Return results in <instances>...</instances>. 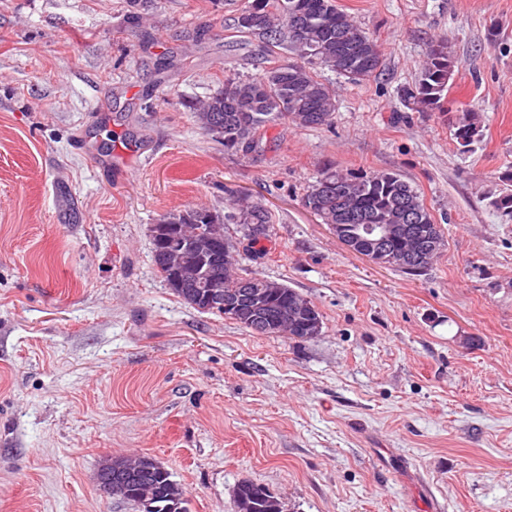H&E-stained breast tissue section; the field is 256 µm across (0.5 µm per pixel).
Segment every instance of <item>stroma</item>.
<instances>
[{"mask_svg": "<svg viewBox=\"0 0 512 512\" xmlns=\"http://www.w3.org/2000/svg\"><path fill=\"white\" fill-rule=\"evenodd\" d=\"M247 2L0 0V512H136L96 480L133 455L189 512H235L244 480L283 512H512V222L487 199L512 170V0H336L380 75L320 70L333 125L242 153L192 107L265 69L234 28ZM436 40L459 62L445 111H410L397 90ZM118 144L130 170L106 163ZM326 163L417 187L433 265L345 249L303 204ZM236 196L271 216L259 246L234 233L238 274L309 299L318 337L253 335L162 281L151 226ZM452 121L454 139L460 154L473 151L475 145L483 139V126L475 112L465 109Z\"/></svg>", "mask_w": 512, "mask_h": 512, "instance_id": "35a3bbf8", "label": "stroma"}]
</instances>
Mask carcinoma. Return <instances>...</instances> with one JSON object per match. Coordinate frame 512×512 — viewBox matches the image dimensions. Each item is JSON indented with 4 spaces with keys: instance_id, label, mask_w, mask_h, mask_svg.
I'll use <instances>...</instances> for the list:
<instances>
[{
    "instance_id": "carcinoma-1",
    "label": "carcinoma",
    "mask_w": 512,
    "mask_h": 512,
    "mask_svg": "<svg viewBox=\"0 0 512 512\" xmlns=\"http://www.w3.org/2000/svg\"><path fill=\"white\" fill-rule=\"evenodd\" d=\"M242 34L257 38L272 55L284 49L296 60L274 65L254 78H226L224 87L194 108L200 129L230 151L248 153L260 143L264 128L285 121L299 128L333 124L336 99L333 90L317 77V69L327 68L352 81L377 76L382 61L376 41L366 29L336 5V0H252L235 18ZM457 60L448 43L428 47L415 81L400 88L404 106L415 112L445 113L443 100L453 79ZM457 150L473 151L483 139V126L476 113L465 109L452 121ZM304 206L323 224H408L419 239L427 234L440 237L430 255L434 260L445 247L440 225L425 206L418 190L395 170L346 172L326 164L307 190ZM489 205L502 217L512 220V193L494 196ZM219 214L206 208H192L164 215L159 223L179 224L187 233L193 224H208L207 236L198 239L199 248L214 256L212 277L215 287L225 293L244 288L265 292L267 319L261 336H317L322 318L318 310L303 309L299 318L283 330L277 323L279 308L289 306V315L309 303L295 289L275 280L236 273L237 260H224V225L238 224L248 239L257 243L268 237L269 212L259 203L234 202ZM154 264L165 285L186 304L188 296H200L196 283L178 276V271L194 264L193 255H183L176 265L164 254H153ZM147 488L153 495L156 512L184 504V492L164 470L140 472L126 483L131 494ZM274 496L262 485L240 482L234 494L236 512H273Z\"/></svg>"
}]
</instances>
